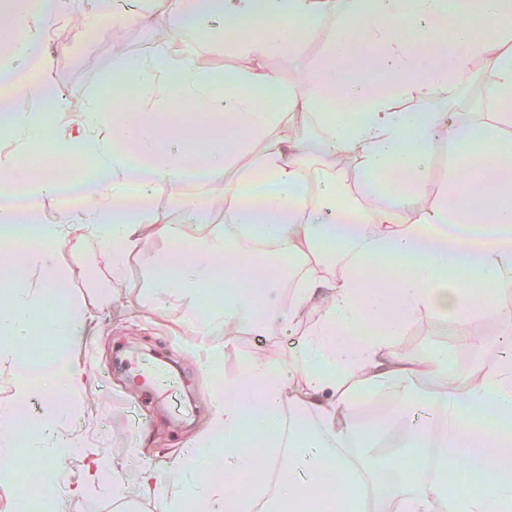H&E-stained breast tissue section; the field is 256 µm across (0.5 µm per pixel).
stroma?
<instances>
[{
  "label": "stroma",
  "instance_id": "stroma-1",
  "mask_svg": "<svg viewBox=\"0 0 512 512\" xmlns=\"http://www.w3.org/2000/svg\"><path fill=\"white\" fill-rule=\"evenodd\" d=\"M140 8L151 16L152 26L116 30L106 26L84 33L66 29L49 38L45 25L34 23V32L46 37L48 65L43 76L58 87L63 106H82L99 98L104 75L111 73L118 61L151 53L155 45L153 26H170L171 19L160 0H142ZM335 29V18H325L319 38L299 44L291 56L264 58L263 68L274 73L282 84H289L293 72L312 67ZM172 51L192 64L197 59H207L211 70L218 72L245 70L254 65L251 58L211 48L194 38L174 43ZM223 184V179L215 176L194 186L176 181L157 197L154 210L161 223L170 225L177 236L185 239L223 230V220L214 219V210L209 206ZM183 198L196 200L202 208L201 223H186L178 206ZM163 248V242L155 237L141 239L124 285L117 288L111 306L102 310L97 306V297L99 288L105 285L106 253L82 224L71 226L62 245L66 257L65 298L86 320L85 334L71 350L74 360L86 371V390L79 410L61 426L62 432L81 435L84 448L64 458L45 459L47 469L55 474L45 491L55 500L59 512H167L173 499L189 497L190 488L175 474L173 462L188 439L202 434L213 413V380L205 364L207 356L220 353L224 374L232 375L244 358L262 353L287 384L301 382L299 347L316 322L317 312H307L303 321L292 326L248 330L229 344L220 329L205 336L193 335L186 330L183 318L196 309L197 300L164 299L152 285L151 274ZM405 333L415 337L417 351L447 350L448 369L455 375L495 358L492 346L475 348L478 332L462 334L460 326L449 325L432 312L408 323ZM140 355L157 358L179 377L183 398L192 408L187 419L172 417L165 404L150 392L128 394L133 382L132 360ZM103 430L112 437L107 448L97 441ZM101 456L121 466V498L77 490L87 467ZM145 465L167 477L164 488L152 495L144 494L141 485L140 472Z\"/></svg>",
  "mask_w": 512,
  "mask_h": 512
}]
</instances>
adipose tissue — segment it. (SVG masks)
I'll list each match as a JSON object with an SVG mask.
<instances>
[{
  "label": "adipose tissue",
  "mask_w": 512,
  "mask_h": 512,
  "mask_svg": "<svg viewBox=\"0 0 512 512\" xmlns=\"http://www.w3.org/2000/svg\"><path fill=\"white\" fill-rule=\"evenodd\" d=\"M176 33L224 44L242 55L290 54L299 31L315 33L325 15L336 31L317 59L304 87L279 86L271 72L251 68L223 77L191 68L159 48L149 56L123 59L116 82L133 83L137 105L90 101L70 135L53 138L62 159L92 162L96 204L87 227L110 253L112 284H122L144 234L166 241L152 274L155 287L193 293L212 282L225 283L224 303L194 314L190 329L205 336L231 323L252 322L262 309L266 326L293 322L302 312L320 314L300 351L305 384L287 390L270 365L245 359L234 376L213 391L215 412L204 434L176 460L178 474L195 482L191 499L173 503L171 512H298L301 502L326 491L324 472L344 483L350 469L341 450L370 446L392 431V416L369 410L379 391L397 392L407 424L398 436L405 448L438 443L434 477L422 481L405 461L398 479L375 473L382 489L372 512H512V309L499 301L512 286V0H165ZM14 16L0 33L15 61L0 66V118L13 124L20 145L48 136V113L14 118L16 95L56 102L57 90L41 76L44 48L29 30L31 18L52 22L61 0H40L37 10L5 0ZM356 60L346 68L345 60ZM483 61L489 106L483 119L448 108L432 112L401 109L409 98H444L457 78ZM278 87L275 108H259L254 91ZM315 121L317 138L271 141L285 122ZM448 145V178L436 186L429 205H421L427 161L436 140ZM209 172H235L220 196L223 230L184 240L158 224L151 198L184 177L198 152ZM318 153L316 166L306 157ZM358 162L356 186H349L336 161ZM143 179L142 198L131 202L126 187ZM10 185L22 187L31 204H0V224H31L35 197L60 191L64 181L49 171L19 162ZM323 202H313L312 185ZM371 198L370 207L337 205L351 191ZM73 219L61 215L41 227V245L0 255V271L11 282V306L0 312V366L28 363L33 328L54 340L53 353L66 359L85 333L84 318L71 307L35 323L47 299L60 295L64 258L60 247ZM343 246L342 268L326 277L310 265L291 282L282 301L279 279L260 277L258 286L232 278L244 265L262 269L265 260L284 264L292 255L310 256L320 243ZM432 311L454 321L482 326L497 350L495 361L478 378L454 381L441 394L417 392L418 379L448 375V354L436 351L417 359L388 351L392 337L407 323ZM85 371L68 361L54 386L63 401L48 399L42 416L24 418L34 389L18 381L13 403L0 406V423L22 428L25 445L0 437V457L18 459L49 454L63 457L75 444L60 435L69 410L78 408ZM296 442L282 450L284 434ZM260 440L263 455L247 442ZM332 468H325V460ZM281 474L280 494H271L261 463ZM490 465L504 478L475 495L470 481L479 466ZM238 476L249 496L232 493L225 474Z\"/></svg>",
  "instance_id": "1"
}]
</instances>
